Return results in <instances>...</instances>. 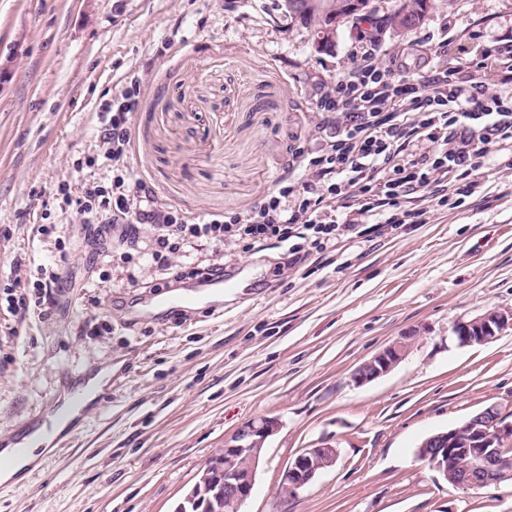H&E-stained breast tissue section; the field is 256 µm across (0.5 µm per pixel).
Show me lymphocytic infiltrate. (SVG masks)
<instances>
[{
    "mask_svg": "<svg viewBox=\"0 0 512 512\" xmlns=\"http://www.w3.org/2000/svg\"><path fill=\"white\" fill-rule=\"evenodd\" d=\"M140 92L139 83L130 81L98 112L110 185L93 182L82 197L66 192L62 200L78 204L88 223L112 232L113 242L99 236L88 241L103 262L116 254L133 260L142 248L176 280L221 271L218 262L172 265V255L197 241L218 248L228 237L249 248L273 241L298 262L327 250L343 229L340 212L360 216L376 230L425 223L431 201L446 203L453 191L470 195L466 181L488 144L512 153V89L464 79L460 69L441 62L423 76L407 75L367 45L343 77L314 97L329 134L317 150L294 155L290 167L301 178L281 179L276 191L246 211L188 220L129 175L130 124ZM145 224L152 228L146 240L140 235Z\"/></svg>",
    "mask_w": 512,
    "mask_h": 512,
    "instance_id": "1",
    "label": "lymphocytic infiltrate"
}]
</instances>
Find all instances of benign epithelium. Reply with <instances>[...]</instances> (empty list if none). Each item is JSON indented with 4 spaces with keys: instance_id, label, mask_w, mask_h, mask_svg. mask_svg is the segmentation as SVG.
<instances>
[{
    "instance_id": "7a95c632",
    "label": "benign epithelium",
    "mask_w": 512,
    "mask_h": 512,
    "mask_svg": "<svg viewBox=\"0 0 512 512\" xmlns=\"http://www.w3.org/2000/svg\"><path fill=\"white\" fill-rule=\"evenodd\" d=\"M432 8L430 0H399L386 15L393 17L388 29L393 33L405 30V25H417ZM368 13L365 0H343L336 5L323 27V33L315 37V49L331 50L338 37L339 28L352 18ZM512 325V314L488 311L476 318L458 321L453 334L460 345L488 344L501 331ZM408 337L393 342L369 360L362 363L353 374V381L364 384L389 372L403 358ZM279 427L277 419L264 417L240 427L231 439L224 442L220 459L213 462L214 470L224 475V503L239 509L251 495L257 466L258 449ZM469 445L468 470L461 471V462L453 458L455 451L448 448L443 454H425L430 464L457 487L478 489L497 485L512 477V422H507L498 408L487 407L476 413L462 427L436 435L435 446L449 439ZM337 450L331 446L307 448L296 456L285 469V484L278 485V495L283 491L295 492L309 484L319 470L335 463Z\"/></svg>"
}]
</instances>
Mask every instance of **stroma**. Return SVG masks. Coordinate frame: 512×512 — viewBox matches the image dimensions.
Masks as SVG:
<instances>
[{
	"label": "stroma",
	"mask_w": 512,
	"mask_h": 512,
	"mask_svg": "<svg viewBox=\"0 0 512 512\" xmlns=\"http://www.w3.org/2000/svg\"><path fill=\"white\" fill-rule=\"evenodd\" d=\"M282 0H0V439L45 414L67 373L108 372L111 397L80 418L69 446L0 489V512H174L207 459L245 423L273 417L243 512H512V482L452 486L417 456L428 436L495 405L512 421V327L460 345L455 322L512 312V158L489 146L457 208L374 241L348 233L322 258L291 265L285 246L224 242L222 313L126 322L164 277L149 258L100 272L70 238L82 216L57 194L111 178L99 162L97 109L131 78L130 173L194 218L258 203L311 146L313 97L352 66L363 35L335 48ZM464 74L483 48H512V0H437L412 32L377 50L420 75L439 41ZM55 225L54 235L38 233ZM64 240L58 250L56 240ZM64 283L49 315L14 312L15 282L37 267ZM404 358L362 385L352 375L400 337ZM335 464L288 499L280 474L305 448Z\"/></svg>",
	"instance_id": "1"
}]
</instances>
